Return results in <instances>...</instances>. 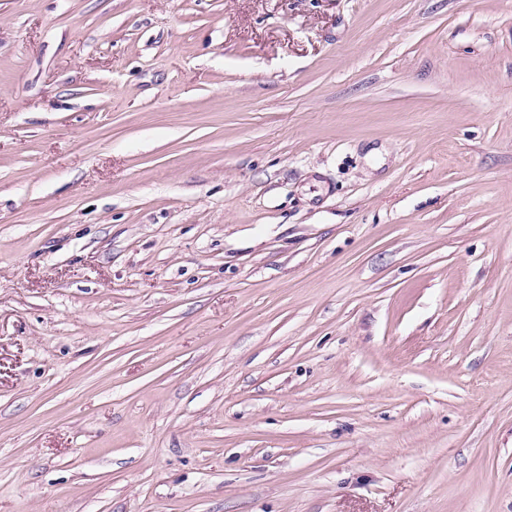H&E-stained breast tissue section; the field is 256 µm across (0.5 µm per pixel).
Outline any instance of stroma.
<instances>
[{
    "label": "stroma",
    "mask_w": 512,
    "mask_h": 512,
    "mask_svg": "<svg viewBox=\"0 0 512 512\" xmlns=\"http://www.w3.org/2000/svg\"><path fill=\"white\" fill-rule=\"evenodd\" d=\"M0 512H512V0H0Z\"/></svg>",
    "instance_id": "1"
}]
</instances>
